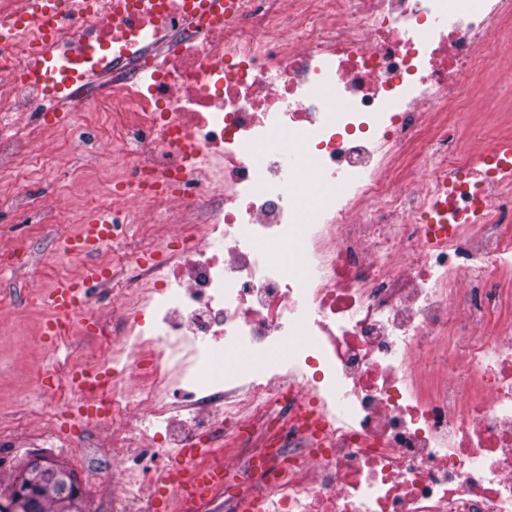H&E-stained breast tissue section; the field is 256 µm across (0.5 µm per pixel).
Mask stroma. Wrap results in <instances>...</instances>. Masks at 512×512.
Returning a JSON list of instances; mask_svg holds the SVG:
<instances>
[{"instance_id": "35a3bbf8", "label": "stroma", "mask_w": 512, "mask_h": 512, "mask_svg": "<svg viewBox=\"0 0 512 512\" xmlns=\"http://www.w3.org/2000/svg\"><path fill=\"white\" fill-rule=\"evenodd\" d=\"M512 103V82L486 86L483 96L469 108L449 113L448 127L465 136L482 138L491 144L512 137V124H496L497 112ZM23 120H44L40 137L41 154L28 170V179L38 196L50 200L57 213L54 224H17L11 203L15 183L0 173V425H12L16 436L5 454L10 468L0 473V497L9 498L29 460L43 457L73 470L80 483L91 485L99 472L111 471L114 457L106 431L92 425H74L66 411L68 402L77 400L76 389L64 381L69 364L90 365L103 359L109 348L93 328L54 342L42 326L50 318L48 309L31 300L35 288H51L64 277L74 275L72 266L54 262L53 256L65 236L75 234L92 213L111 215L113 204L127 212V235L166 239L169 247H180L178 238L168 233V216L155 211L152 223L136 218L140 207L133 184L113 178L102 161L112 137L111 118L105 112H26ZM95 123L101 138L79 146L77 127ZM27 243L26 254L13 249L14 239ZM54 406L55 428L69 439L65 448H54L32 437L36 418L47 406Z\"/></svg>"}]
</instances>
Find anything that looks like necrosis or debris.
Wrapping results in <instances>:
<instances>
[{"label":"necrosis or debris","mask_w":512,"mask_h":512,"mask_svg":"<svg viewBox=\"0 0 512 512\" xmlns=\"http://www.w3.org/2000/svg\"><path fill=\"white\" fill-rule=\"evenodd\" d=\"M232 2L228 23L205 0H0V114L62 93L109 112L142 215L183 242L125 249L96 321L106 410L73 420L152 456L201 444L224 512H512V164L448 132L480 75L512 79L488 62L512 7ZM35 133L0 131V168ZM443 188L464 233L432 245ZM204 343L253 360L238 400L228 365L198 374ZM339 396L312 445L294 415ZM112 484L101 512H155L146 464Z\"/></svg>","instance_id":"1"}]
</instances>
